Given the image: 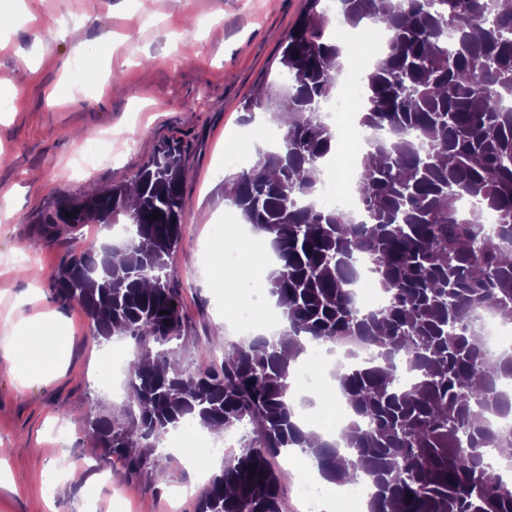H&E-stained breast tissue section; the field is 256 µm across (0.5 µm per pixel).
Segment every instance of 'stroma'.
Returning a JSON list of instances; mask_svg holds the SVG:
<instances>
[{
	"instance_id": "35a3bbf8",
	"label": "stroma",
	"mask_w": 512,
	"mask_h": 512,
	"mask_svg": "<svg viewBox=\"0 0 512 512\" xmlns=\"http://www.w3.org/2000/svg\"><path fill=\"white\" fill-rule=\"evenodd\" d=\"M47 25L31 31L0 0V190L10 193L0 211V316L19 320L41 311L63 336L62 366L55 379L18 385L13 359L0 351V446L26 442L8 459L9 481L0 484V512H109L123 497L132 512H195L194 492L180 494L186 464L156 451L147 472L129 474L123 461L88 453L84 416L100 397L93 377L102 367L104 342L78 305L62 304L54 275L80 242L102 240L89 224L45 236L36 219L60 199L81 198L89 188L130 182L155 147L180 140L186 148L183 230L168 259L187 319L188 346L215 341L224 314L247 302L245 288L214 281L199 255L219 258L235 246L218 240L224 153L249 120L243 103L276 80L285 39L307 0H154L152 20L138 21L136 0H27ZM115 40L114 53L100 51ZM81 46L95 47L92 71L75 67ZM30 57L20 69L17 55ZM85 136L112 140V154L97 167L75 168ZM41 268L39 279L25 265Z\"/></svg>"
}]
</instances>
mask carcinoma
<instances>
[{
	"label": "carcinoma",
	"instance_id": "cac0c4a2",
	"mask_svg": "<svg viewBox=\"0 0 512 512\" xmlns=\"http://www.w3.org/2000/svg\"><path fill=\"white\" fill-rule=\"evenodd\" d=\"M317 2L281 52L290 84L277 82L244 105L270 113L276 147L224 178V201L276 254L257 288L275 298L286 334L227 342L218 365L184 364L189 351L203 356L212 347L183 342L168 273L187 180L180 141L159 144L130 183L62 199L39 216L50 237L122 216L130 228L118 243H83L54 279L57 295L82 309L95 335L131 341L121 416L94 402L89 433L104 454L139 473L185 421L226 433L249 421L255 437L242 436L195 512H283L288 472L274 461L290 448L328 483L368 477V512H512V483L486 455L512 448V436L486 425L487 415L512 412L504 390L512 351L490 362L468 332L480 309L512 314V0H338L342 27L386 25L359 121L388 138L359 162L360 223L309 203L335 137L320 104L346 73L329 63L341 46ZM463 200L477 209L461 211ZM486 212L500 219L493 234L482 226ZM359 256L386 295L378 310L353 299ZM340 336L374 352L336 372V396L353 414L342 448L306 441L288 397L291 362L305 342Z\"/></svg>",
	"mask_w": 512,
	"mask_h": 512
}]
</instances>
